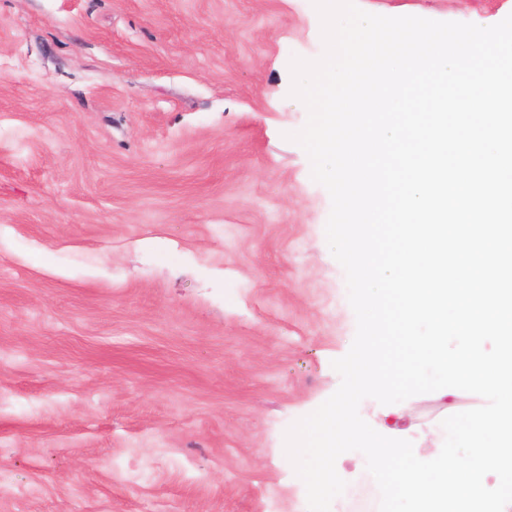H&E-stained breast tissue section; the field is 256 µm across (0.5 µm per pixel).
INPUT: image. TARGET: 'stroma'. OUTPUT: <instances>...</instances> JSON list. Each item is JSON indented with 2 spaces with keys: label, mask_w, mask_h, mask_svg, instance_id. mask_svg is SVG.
Segmentation results:
<instances>
[{
  "label": "stroma",
  "mask_w": 512,
  "mask_h": 512,
  "mask_svg": "<svg viewBox=\"0 0 512 512\" xmlns=\"http://www.w3.org/2000/svg\"><path fill=\"white\" fill-rule=\"evenodd\" d=\"M491 26L512 0H357ZM312 0H0V512H308L285 433L356 316L290 133ZM475 394L411 397L435 445ZM336 467L350 512L372 476Z\"/></svg>",
  "instance_id": "stroma-1"
}]
</instances>
